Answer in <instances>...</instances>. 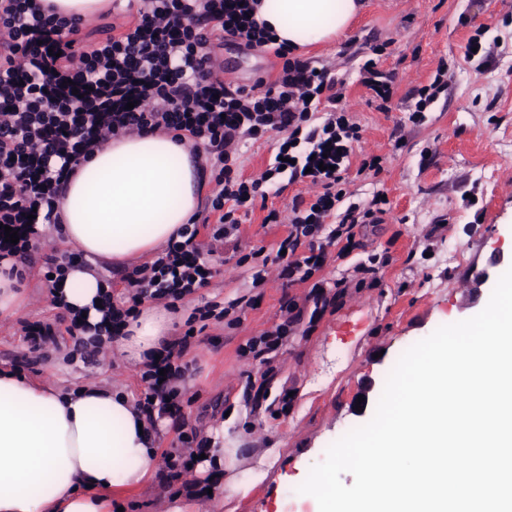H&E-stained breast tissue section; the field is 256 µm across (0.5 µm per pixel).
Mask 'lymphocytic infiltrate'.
I'll return each mask as SVG.
<instances>
[{
    "instance_id": "1",
    "label": "lymphocytic infiltrate",
    "mask_w": 512,
    "mask_h": 512,
    "mask_svg": "<svg viewBox=\"0 0 512 512\" xmlns=\"http://www.w3.org/2000/svg\"><path fill=\"white\" fill-rule=\"evenodd\" d=\"M134 2L133 18L119 32L89 41L81 35L87 21L63 16L55 6L0 0V259L23 265L38 250L42 227L61 221L56 203L62 187L88 154L115 138L161 129L191 143L215 183L211 240L228 238L240 211L285 179L320 191L292 201L288 233L272 258L281 278L308 281L322 267L326 247L358 248L355 227L378 223L383 199L374 196L368 206L344 201L340 184L361 137L343 105L344 80L274 45L254 18L253 0ZM228 36L246 49L273 51L283 61L278 78L262 90L221 80L213 47ZM271 132L282 136L277 160L260 178H243L236 170L241 143ZM9 228L18 243L6 242ZM198 236L199 223L191 221L152 262L125 273L129 292L103 295L101 324L62 313L52 323L27 324L26 340L38 349L63 330L75 354L90 358L100 335H119L144 300L174 304L208 285L213 266ZM226 315L216 303L195 308L183 337L141 372L143 413L149 419L168 415L178 442L161 453L166 484L190 473L204 451L182 412L177 383L191 370L183 357L197 324H220Z\"/></svg>"
}]
</instances>
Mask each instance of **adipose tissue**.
<instances>
[{"instance_id":"ef3b65f1","label":"adipose tissue","mask_w":512,"mask_h":512,"mask_svg":"<svg viewBox=\"0 0 512 512\" xmlns=\"http://www.w3.org/2000/svg\"><path fill=\"white\" fill-rule=\"evenodd\" d=\"M360 0H256L255 18L295 52L337 40ZM206 191L191 147L157 132L94 152L58 200L62 238L82 261L56 285L75 310L106 290L100 265L150 255L196 214ZM170 312L143 304L116 345L135 365L169 343ZM146 416L127 395L84 384L61 388L0 368V512H112L113 501L153 484L159 450Z\"/></svg>"}]
</instances>
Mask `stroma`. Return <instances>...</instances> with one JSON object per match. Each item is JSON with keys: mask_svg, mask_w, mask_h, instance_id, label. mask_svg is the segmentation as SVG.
<instances>
[{"mask_svg": "<svg viewBox=\"0 0 512 512\" xmlns=\"http://www.w3.org/2000/svg\"><path fill=\"white\" fill-rule=\"evenodd\" d=\"M357 25L315 60L346 79V104L361 127L344 189L352 201L387 198L380 223L356 227L361 248L338 256L329 248L322 305L311 282L294 284L275 273L255 280L256 251L272 252L284 224L264 223L265 207L242 217L235 234L211 256L217 273L186 298L181 310L206 302L234 304L240 323L209 327L208 341L186 359L183 412L205 431L223 425L225 447L235 449L225 479L266 471L259 493L225 499L222 489L197 498L196 512H314L298 493L328 447L372 417L386 378L400 355L436 328L479 313L499 277L512 267V0H362ZM481 48L468 55L472 38ZM382 46L379 66L393 72V95L379 107L359 82L346 50ZM225 82H273L283 61L225 38L214 50ZM448 89L412 123L416 92L437 71ZM278 134L242 145L244 177L272 163ZM381 159L380 172L362 169ZM64 252L57 236L28 265L26 302L0 316V366L66 388L97 383L141 397L139 367L105 345L89 361L71 358L74 342L62 335L48 352L32 350L26 323L54 321L58 313L44 279L50 251ZM301 314L271 364L239 355L246 341L282 322L283 308ZM279 455L266 467L268 450Z\"/></svg>", "mask_w": 512, "mask_h": 512, "instance_id": "1", "label": "stroma"}]
</instances>
